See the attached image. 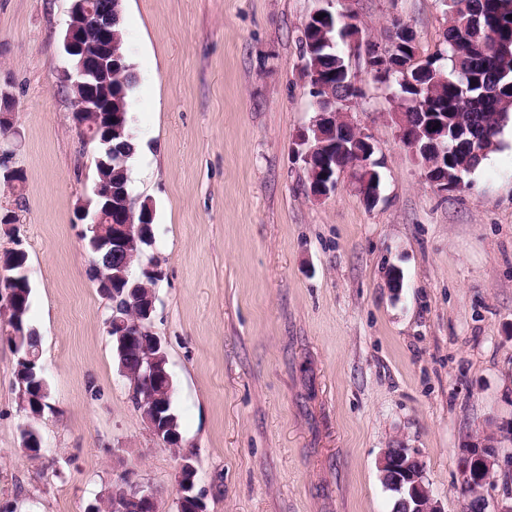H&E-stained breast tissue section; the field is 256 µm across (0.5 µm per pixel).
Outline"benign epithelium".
<instances>
[{
    "label": "benign epithelium",
    "instance_id": "obj_1",
    "mask_svg": "<svg viewBox=\"0 0 512 512\" xmlns=\"http://www.w3.org/2000/svg\"><path fill=\"white\" fill-rule=\"evenodd\" d=\"M77 10L71 13L72 21L66 30L63 49L67 56L79 57V62L73 71L63 73L62 86L74 87L83 91L76 100L74 123L81 140L87 145H94L96 151L111 149V127L102 122V119L88 121L84 116L90 112L102 113V102L97 96V84L103 71L112 67V31L106 14L91 9L90 0H75ZM399 39L390 41L389 47L382 48L375 44L365 45L367 63L372 71L390 73L398 72L407 81H412V75H420L425 64L418 61L417 52L410 56H402L401 50L405 49L406 42L414 38L412 28L406 23H398ZM92 30L97 33L99 43L97 49L90 53L84 43L85 32ZM448 124V118L436 112H428L424 121L413 128L402 125L397 128L401 142L415 155L422 153L432 154L437 158V164L423 166L425 180L436 191L446 193L464 186L461 175H448V149L441 141L430 136V131L435 125ZM299 146L298 155L306 166L310 167L319 160L326 168V173L333 178L318 187L315 195L326 197L336 190L337 177L346 173L355 179L360 196L368 205L375 204L379 198V190L366 188V183L356 180V176L364 169L376 164L372 160L375 153L374 139L371 134L359 128L353 121H348V127L336 133V148L332 149L319 138L303 136ZM97 197L95 209H84L79 214V220L90 224L95 236L99 238V244L112 248L116 256L124 257L125 261L131 260L130 247L136 245L142 238L152 237V225L144 223V218L135 210H127L121 213L119 223H112V189L105 183H96L93 189ZM95 272V281L99 293L110 303L113 313L110 317L116 319V325L120 328V339L127 344L136 338L154 335L152 319L155 310V300L144 303L143 317L133 321L127 317L117 318L122 312L123 306L119 304L120 289L112 287V279L101 273L97 262H92ZM13 265H5L0 261V315L12 317L16 314V299L14 290L10 285L20 279H28L27 266H22L17 273H11ZM22 333H15L14 351L18 354V369L21 374L18 378L25 383L35 376V366L38 365L40 355L30 350H22ZM141 366L144 367L146 381L163 387L167 396H172L173 382L170 373L159 361V356L151 351H146L141 357ZM151 435L162 445L169 448H178L181 444V435L169 426L157 427L153 422H148ZM499 463L496 438L492 434L478 435L471 439L462 448L459 458V469L462 485L467 490L468 501L476 502L481 507H486L484 489L489 483L491 471L495 464ZM379 470L383 482L397 489L408 488L416 502L413 512H441L438 501L434 499L431 490L425 484L424 467L422 461L404 448L400 453H394L386 449L379 459ZM127 486L125 498L118 506V512H158V502L154 490L137 480L126 478Z\"/></svg>",
    "mask_w": 512,
    "mask_h": 512
}]
</instances>
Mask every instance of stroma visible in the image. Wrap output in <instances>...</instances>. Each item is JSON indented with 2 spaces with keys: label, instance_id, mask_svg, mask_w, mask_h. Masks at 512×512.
<instances>
[{
  "label": "stroma",
  "instance_id": "obj_1",
  "mask_svg": "<svg viewBox=\"0 0 512 512\" xmlns=\"http://www.w3.org/2000/svg\"><path fill=\"white\" fill-rule=\"evenodd\" d=\"M70 6L0 0L9 164L26 177L0 183L15 216L0 252L28 256L51 394L30 419L0 339V499L84 512L131 473L176 512L179 460L119 371L77 221L97 172L57 87ZM321 6L355 15L363 41L387 45L400 20L422 55L444 48V0H124L130 132L146 146L130 190L155 212L153 330L194 491L208 512H392L378 462L404 447L442 512H466L461 448L512 421V118L465 188L439 193L397 135L392 88L352 53L350 118L375 140L380 199L364 203L345 174L313 196L296 155L317 114L298 39Z\"/></svg>",
  "mask_w": 512,
  "mask_h": 512
}]
</instances>
